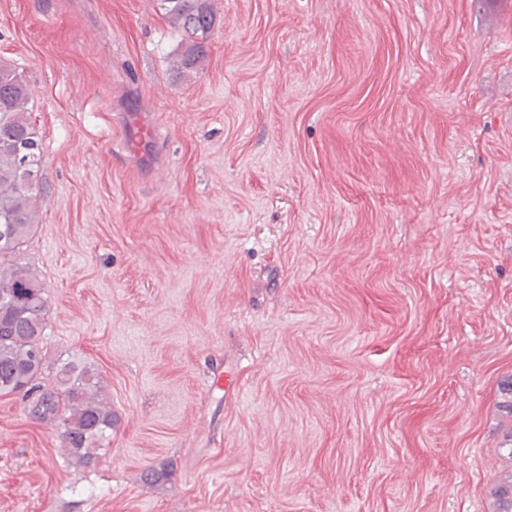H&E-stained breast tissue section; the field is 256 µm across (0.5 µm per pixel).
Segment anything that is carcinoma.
<instances>
[{
  "mask_svg": "<svg viewBox=\"0 0 512 512\" xmlns=\"http://www.w3.org/2000/svg\"><path fill=\"white\" fill-rule=\"evenodd\" d=\"M164 16L185 43L173 67L194 72L208 52L204 42L214 24L212 0H162ZM28 85L0 61V395L22 394L29 416L61 431L66 454L90 467L110 447L114 419L98 370L81 359L49 361L44 343L48 295L23 261L37 223L34 192L42 159L41 140L31 122ZM31 147L22 164L18 143ZM54 380L43 382L48 369ZM497 512H512V471L493 489Z\"/></svg>",
  "mask_w": 512,
  "mask_h": 512,
  "instance_id": "cac0c4a2",
  "label": "carcinoma"
}]
</instances>
